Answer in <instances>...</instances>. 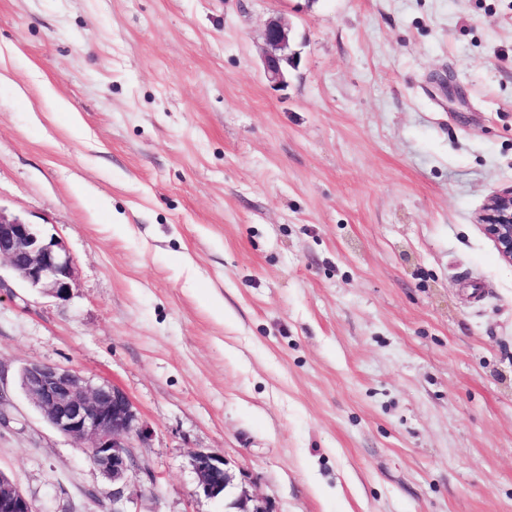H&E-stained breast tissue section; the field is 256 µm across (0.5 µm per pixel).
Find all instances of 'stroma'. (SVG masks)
Returning a JSON list of instances; mask_svg holds the SVG:
<instances>
[{
	"label": "stroma",
	"mask_w": 512,
	"mask_h": 512,
	"mask_svg": "<svg viewBox=\"0 0 512 512\" xmlns=\"http://www.w3.org/2000/svg\"><path fill=\"white\" fill-rule=\"evenodd\" d=\"M510 188L512 0H0V208L76 267L66 302L0 290V471L112 512L19 387L41 362L149 427L134 512H512V264L478 221ZM290 32L288 23L280 17H271L265 23L262 67L265 79L272 85L285 81L288 72L286 65L294 66V56L287 53ZM192 464L199 490L209 497L224 494V487L230 484L231 475L225 469L223 456L200 451L193 456Z\"/></svg>",
	"instance_id": "stroma-1"
}]
</instances>
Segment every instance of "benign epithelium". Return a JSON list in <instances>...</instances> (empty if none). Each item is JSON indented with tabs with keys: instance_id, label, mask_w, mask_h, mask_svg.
<instances>
[{
	"instance_id": "1",
	"label": "benign epithelium",
	"mask_w": 512,
	"mask_h": 512,
	"mask_svg": "<svg viewBox=\"0 0 512 512\" xmlns=\"http://www.w3.org/2000/svg\"><path fill=\"white\" fill-rule=\"evenodd\" d=\"M262 67L272 85L285 81L294 56L287 53L290 27L279 17L264 26ZM502 260L512 263V189L490 197L479 216ZM27 288L61 301L71 297L74 264L62 242L46 235L36 224L0 209V263ZM20 386L49 426L81 444L89 442L92 463L115 485L112 512L118 504L132 502L140 486L132 482L148 465L136 453V439L145 437L139 416L129 396L110 383L94 385L80 371L30 363L20 371ZM197 488L209 497L224 493L231 475L224 457L200 451L193 456ZM0 512H36L33 503L14 481L0 472Z\"/></svg>"
}]
</instances>
